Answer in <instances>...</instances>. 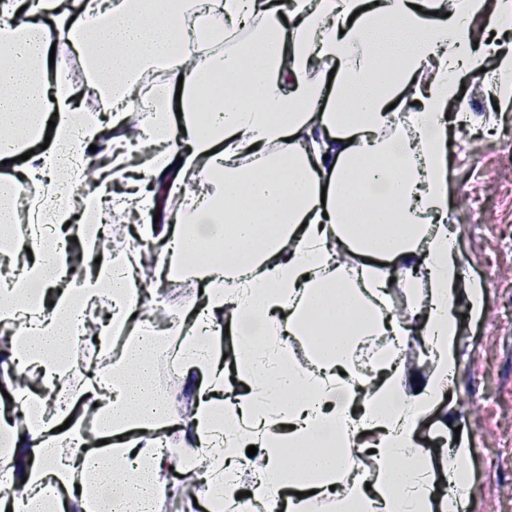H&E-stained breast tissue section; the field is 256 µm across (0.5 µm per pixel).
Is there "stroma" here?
<instances>
[{
    "label": "stroma",
    "instance_id": "obj_1",
    "mask_svg": "<svg viewBox=\"0 0 512 512\" xmlns=\"http://www.w3.org/2000/svg\"><path fill=\"white\" fill-rule=\"evenodd\" d=\"M448 139V222L464 280L486 288L485 309L470 314L458 297L457 371L416 439L436 451V497L448 492L444 442L459 435L471 448L463 512H512V100L469 102L467 122Z\"/></svg>",
    "mask_w": 512,
    "mask_h": 512
}]
</instances>
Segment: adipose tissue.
<instances>
[{
	"mask_svg": "<svg viewBox=\"0 0 512 512\" xmlns=\"http://www.w3.org/2000/svg\"><path fill=\"white\" fill-rule=\"evenodd\" d=\"M0 0V161L26 156L0 178V255L21 250L15 201L36 192L32 259L0 279V354L11 412L0 415V457L27 494L0 493V512H158L178 489L170 468L192 476L207 512H230L253 473L257 502L279 512H460L467 496V440L452 443L456 491L433 502L430 449L417 419L444 396L457 369L454 308L461 262L448 222L447 130L466 113L459 75L497 61L494 95L512 99V42L476 40L473 22L512 31V0ZM42 12L47 21L30 22ZM438 21H430V13ZM70 42L110 117L89 112L53 43ZM394 77L379 78L376 67ZM165 72L142 139L156 150L130 191L114 200L111 168L88 177L91 147L121 151L127 103L142 76ZM223 89L202 107L199 89ZM49 139L48 152L29 155ZM85 191L74 209L65 187ZM163 188L182 207L163 230L162 250L112 254L100 219L148 205ZM366 192V206L351 197ZM207 236L223 250L197 255ZM82 255L71 271L70 242ZM188 277L202 287L193 310L173 312L163 336H137L110 371L78 369V313L109 301L129 322L139 272ZM418 268L430 368L406 384L398 361L406 331L378 319L369 297L391 290L387 264ZM246 332L233 362L215 345L225 315ZM305 337L310 367L272 370L282 337ZM390 341L375 379L344 386L356 337ZM177 365L178 386L158 392L157 354ZM247 391H225L228 377ZM190 414H183V404ZM96 408L103 446L89 444L80 414ZM257 453L247 456L248 446ZM308 454L303 471L292 449ZM371 454L378 478H350L353 458Z\"/></svg>",
	"mask_w": 512,
	"mask_h": 512,
	"instance_id": "ef3b65f1",
	"label": "adipose tissue"
}]
</instances>
